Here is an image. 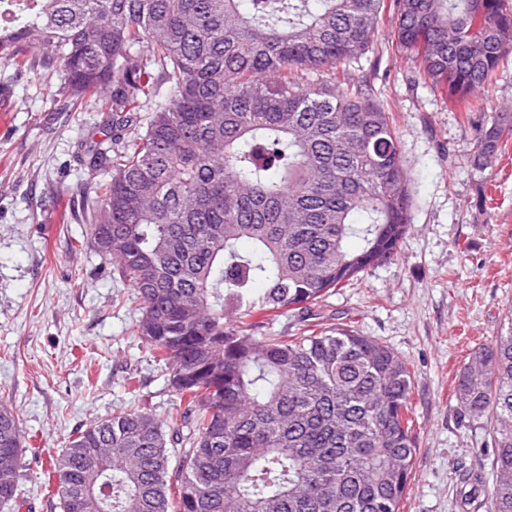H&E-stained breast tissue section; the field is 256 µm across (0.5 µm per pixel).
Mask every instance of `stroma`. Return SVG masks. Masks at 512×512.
Masks as SVG:
<instances>
[{"instance_id":"stroma-1","label":"stroma","mask_w":512,"mask_h":512,"mask_svg":"<svg viewBox=\"0 0 512 512\" xmlns=\"http://www.w3.org/2000/svg\"><path fill=\"white\" fill-rule=\"evenodd\" d=\"M345 77L370 80L394 117L411 222L392 261L326 295L317 324L410 363L417 454L400 512H490V435L462 413L455 379L472 348L512 327V141L484 172L469 161L471 125L512 109V55L469 115L392 46L385 24ZM62 82L0 59V401L24 441L18 512H59L40 483L76 428L137 407L162 416L176 402L137 333L132 288L90 243L76 191L111 174L77 153L105 133L99 106L63 109Z\"/></svg>"}]
</instances>
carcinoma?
<instances>
[{
	"mask_svg": "<svg viewBox=\"0 0 512 512\" xmlns=\"http://www.w3.org/2000/svg\"><path fill=\"white\" fill-rule=\"evenodd\" d=\"M384 2L0 0V57L61 70L76 111L112 97L114 148L85 146L112 176L85 194L83 221L92 244L112 240L99 254L133 288L179 398L162 418L130 409L69 435L47 473L61 512H400L417 450L410 363L344 328L256 335V317L309 312L408 231L391 113L370 84L336 82ZM391 41L448 104L480 112L512 54V5L393 0ZM509 139L511 111L474 125L473 169ZM456 398L490 430L493 512H512V328L470 353ZM21 448L0 402L1 508Z\"/></svg>",
	"mask_w": 512,
	"mask_h": 512,
	"instance_id": "carcinoma-1",
	"label": "carcinoma"
}]
</instances>
